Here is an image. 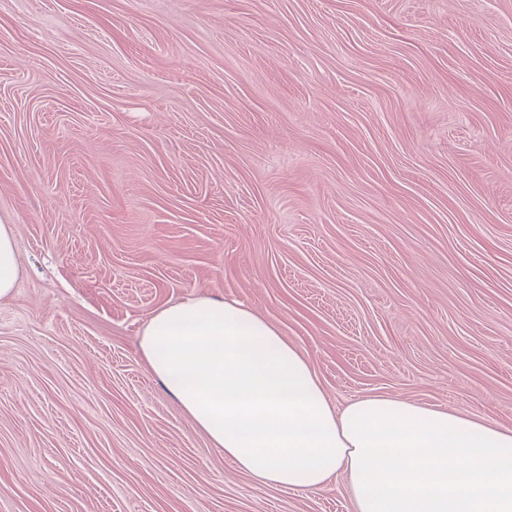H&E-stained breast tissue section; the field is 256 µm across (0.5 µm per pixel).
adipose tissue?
Returning <instances> with one entry per match:
<instances>
[{
  "label": "adipose tissue",
  "mask_w": 512,
  "mask_h": 512,
  "mask_svg": "<svg viewBox=\"0 0 512 512\" xmlns=\"http://www.w3.org/2000/svg\"><path fill=\"white\" fill-rule=\"evenodd\" d=\"M140 357L212 448L257 482L349 479L356 512H512V428L396 396L330 400L308 354L236 299L147 320Z\"/></svg>",
  "instance_id": "adipose-tissue-1"
}]
</instances>
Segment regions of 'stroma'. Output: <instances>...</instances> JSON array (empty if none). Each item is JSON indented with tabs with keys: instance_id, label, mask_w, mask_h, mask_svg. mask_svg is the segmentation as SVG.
Instances as JSON below:
<instances>
[{
	"instance_id": "obj_1",
	"label": "stroma",
	"mask_w": 512,
	"mask_h": 512,
	"mask_svg": "<svg viewBox=\"0 0 512 512\" xmlns=\"http://www.w3.org/2000/svg\"><path fill=\"white\" fill-rule=\"evenodd\" d=\"M0 512H354L138 356L235 298L328 398L512 428V0H0ZM19 275L15 238L11 224L0 218V299L10 296Z\"/></svg>"
}]
</instances>
